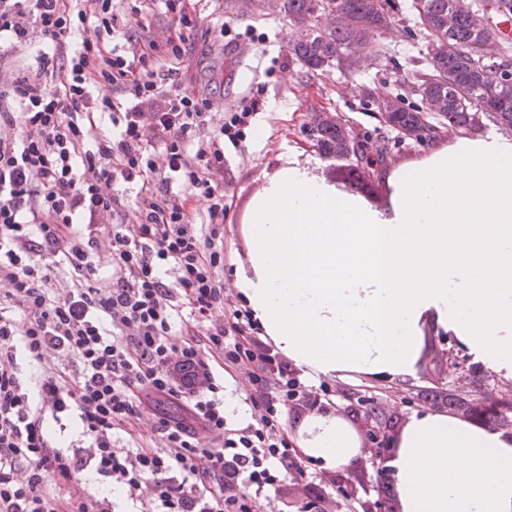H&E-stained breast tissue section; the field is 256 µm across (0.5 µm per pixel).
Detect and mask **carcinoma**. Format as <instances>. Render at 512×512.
Here are the masks:
<instances>
[{"instance_id":"carcinoma-1","label":"carcinoma","mask_w":512,"mask_h":512,"mask_svg":"<svg viewBox=\"0 0 512 512\" xmlns=\"http://www.w3.org/2000/svg\"><path fill=\"white\" fill-rule=\"evenodd\" d=\"M428 43H443L440 54L427 53V70L416 77L410 92L419 98L442 103L436 115L448 127L476 130L488 120L512 129V46L502 43L500 59L487 61L474 52V45L485 38H503L497 17L512 16V0H413ZM402 10L399 0H283L281 14L294 27L317 14L323 25L313 32L298 35L290 44L294 57L307 71L319 74L334 65L341 72L351 71L353 51L377 37L376 27L388 18L397 21ZM456 11L452 27L446 26L448 11ZM399 107L392 127L420 129L436 136L438 127L425 126L423 108H410L397 98ZM310 138L327 159H352L355 165L369 166L388 153L385 143L353 140L334 124L309 122ZM472 394L436 391L433 397L450 407L494 421L512 430V401H502L485 390V379L473 378Z\"/></svg>"}]
</instances>
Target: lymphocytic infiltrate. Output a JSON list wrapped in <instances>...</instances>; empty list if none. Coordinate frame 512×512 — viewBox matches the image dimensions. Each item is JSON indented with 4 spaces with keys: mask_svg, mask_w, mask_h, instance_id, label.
Segmentation results:
<instances>
[{
    "mask_svg": "<svg viewBox=\"0 0 512 512\" xmlns=\"http://www.w3.org/2000/svg\"><path fill=\"white\" fill-rule=\"evenodd\" d=\"M0 0V37L27 42L40 30L47 51H62L73 30L92 27L71 56L65 78L50 86L22 75L8 87L19 112L0 113V512H112L108 499L50 496L93 462L97 473L130 497H147L154 512H255L238 486L262 493L279 487L295 466L274 424L283 408L305 398L303 383L253 334L248 312L214 319L224 302L216 278L224 266V137L241 115L196 141L210 124L211 103L165 94L161 72L185 51L194 21L187 0H159L175 29L158 42L139 36L128 50L117 41L140 26L116 14L112 0ZM132 88L134 103L116 112L95 88ZM165 97L164 107L143 104ZM112 113L118 133H95V116ZM142 182L136 229L113 225L106 247L99 221L121 209L114 181ZM84 277L82 287L50 292L56 263ZM108 268L112 284L100 286ZM182 339H171L172 329ZM71 368L21 377L18 355L40 363L47 352ZM225 366L256 384L251 423L228 428L224 387L211 370ZM185 402L189 421L164 403ZM77 417L87 456L53 446L42 408ZM157 408L163 449L117 447L126 430Z\"/></svg>",
    "mask_w": 512,
    "mask_h": 512,
    "instance_id": "1",
    "label": "lymphocytic infiltrate"
}]
</instances>
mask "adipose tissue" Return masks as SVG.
I'll list each match as a JSON object with an SVG mask.
<instances>
[{
  "mask_svg": "<svg viewBox=\"0 0 512 512\" xmlns=\"http://www.w3.org/2000/svg\"><path fill=\"white\" fill-rule=\"evenodd\" d=\"M372 208L296 162L253 198L236 286L267 339L313 377H407L425 325L512 378V138L454 137L388 177ZM328 471L363 453L334 411L296 428ZM387 466L401 512H512V435L440 412L411 415Z\"/></svg>",
  "mask_w": 512,
  "mask_h": 512,
  "instance_id": "adipose-tissue-1",
  "label": "adipose tissue"
}]
</instances>
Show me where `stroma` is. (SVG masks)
Segmentation results:
<instances>
[{"label": "stroma", "mask_w": 512, "mask_h": 512, "mask_svg": "<svg viewBox=\"0 0 512 512\" xmlns=\"http://www.w3.org/2000/svg\"><path fill=\"white\" fill-rule=\"evenodd\" d=\"M400 2L403 13L391 33L370 43L367 54L373 57V64L350 74L331 67L314 76L289 53L288 42L296 31L281 14L254 10L243 16L228 8L227 0H191L190 10L198 24L186 33L185 55L171 60L169 80L180 92L210 100L214 124L240 112L248 115L235 139L225 141L224 173L215 179L224 192V268L219 280L225 306H245L232 284L237 271L248 265L245 234L249 206L266 178L285 162L310 166L337 188L361 194L369 205L383 209L389 201L387 175L398 166L422 160L435 144L447 142L449 132L444 128L433 139L416 142L403 138L378 114L375 95L399 93L404 76L426 67L427 40L420 31L412 0ZM85 36V31L73 30L65 52L46 65L38 54L42 43L39 31H32L24 44H0V86L9 85L22 73L45 68L59 71ZM322 111L341 115L352 135L387 142L388 155L366 167L361 184L344 181L339 162L321 157L310 138V119ZM258 127L264 131L259 138L253 134ZM424 335V351L413 375L391 378L348 372L305 378L310 400L282 410L277 433L292 437L297 419L333 409L363 436L374 426V415L379 412L398 422L397 427L386 430L379 449L384 461L391 458L399 427L410 414L440 410V403L430 398L432 392L450 389L464 393L471 389L468 380L448 371L445 364L452 356L474 366L468 352L434 327H425ZM211 366L224 384L225 396L236 402L235 409L226 415L229 428L246 427L251 421L247 399L254 391L252 382L246 375L225 368L219 358H212ZM391 483L384 462L373 465L367 454L336 473L305 460L281 488H269L259 495L258 512H282L285 502L303 503L313 489L322 492L326 512H364L365 504L380 499Z\"/></svg>", "instance_id": "obj_1"}]
</instances>
